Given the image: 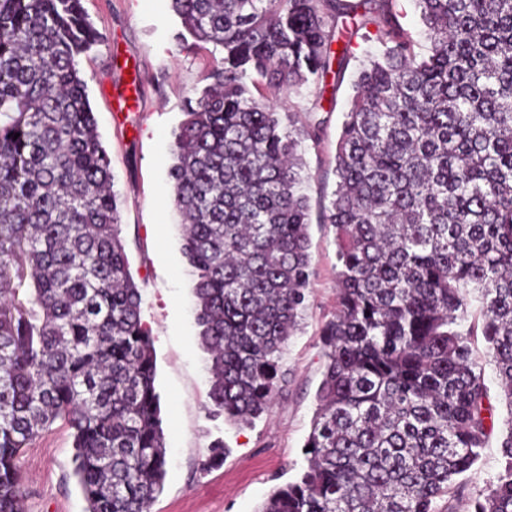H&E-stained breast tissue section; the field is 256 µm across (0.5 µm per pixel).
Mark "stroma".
Instances as JSON below:
<instances>
[{"mask_svg":"<svg viewBox=\"0 0 512 512\" xmlns=\"http://www.w3.org/2000/svg\"><path fill=\"white\" fill-rule=\"evenodd\" d=\"M83 5L104 42L82 55L79 67L111 160L122 235L156 352L167 464L151 512H258L275 487L295 480L306 466L303 445L324 364L320 332L336 311L335 231L326 224L310 226L309 305L284 349L281 367L288 383L269 414L250 426L210 419L206 355L193 319L192 282L180 253L181 217L168 168L185 102L204 86L208 64L222 50L180 47L181 25L170 0H83ZM379 50L375 35L353 38L339 83L308 85L290 96L299 122L321 126L318 140L304 141L299 150L312 208L328 203L336 187V142L352 81L361 63ZM132 71L139 92L123 111H113L116 89L128 85ZM218 437L230 453L220 466L201 471L207 446ZM20 466L28 512H84L72 438L63 423L35 439Z\"/></svg>","mask_w":512,"mask_h":512,"instance_id":"1","label":"stroma"}]
</instances>
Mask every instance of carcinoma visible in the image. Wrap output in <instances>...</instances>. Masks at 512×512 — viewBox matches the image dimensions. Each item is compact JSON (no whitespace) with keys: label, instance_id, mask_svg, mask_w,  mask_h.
Here are the masks:
<instances>
[{"label":"carcinoma","instance_id":"1","mask_svg":"<svg viewBox=\"0 0 512 512\" xmlns=\"http://www.w3.org/2000/svg\"><path fill=\"white\" fill-rule=\"evenodd\" d=\"M223 49L187 101L169 176L208 355V416L253 424L286 382L311 285L297 126L271 89L338 79L350 37L382 51L353 83L338 182L337 311L307 467L259 512H457L494 428L481 336L508 409L501 469L468 512H512V0H171ZM104 42L82 0H0V512H26L19 458L63 421L86 512H148L165 437L118 196L78 57ZM230 449L216 439L201 470ZM402 25L409 29L416 40L419 41V46L423 52L429 47V42L426 39L424 26L421 23L419 13L415 10V7L410 2L404 3V16L400 18Z\"/></svg>","mask_w":512,"mask_h":512}]
</instances>
